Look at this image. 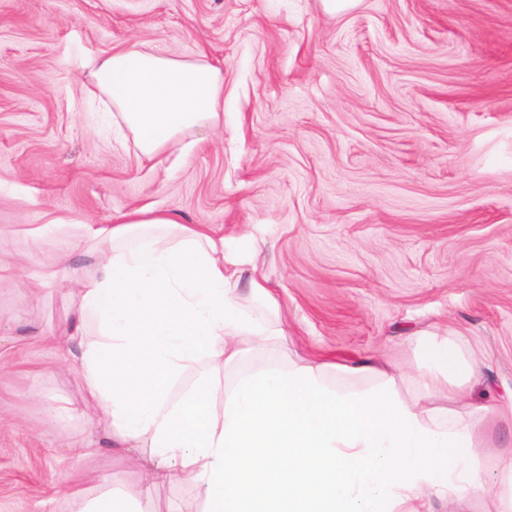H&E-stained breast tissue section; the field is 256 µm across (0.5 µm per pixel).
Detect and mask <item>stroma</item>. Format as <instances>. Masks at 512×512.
Masks as SVG:
<instances>
[{
	"label": "stroma",
	"instance_id": "1",
	"mask_svg": "<svg viewBox=\"0 0 512 512\" xmlns=\"http://www.w3.org/2000/svg\"><path fill=\"white\" fill-rule=\"evenodd\" d=\"M128 45L219 65L223 123L142 157L88 77ZM133 208L211 226L281 306L287 341L226 367L216 406L294 352L386 359L419 396L418 330L467 336L512 385V0H0V257L50 266L67 241L33 228ZM67 313L60 289L0 288V512H69L67 473L122 512L203 506L66 448L90 424L52 417L81 385L41 338Z\"/></svg>",
	"mask_w": 512,
	"mask_h": 512
}]
</instances>
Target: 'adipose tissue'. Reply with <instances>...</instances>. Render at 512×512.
Segmentation results:
<instances>
[{
  "instance_id": "obj_1",
  "label": "adipose tissue",
  "mask_w": 512,
  "mask_h": 512,
  "mask_svg": "<svg viewBox=\"0 0 512 512\" xmlns=\"http://www.w3.org/2000/svg\"><path fill=\"white\" fill-rule=\"evenodd\" d=\"M89 77L148 157L215 124L224 107L219 67L158 50L111 51ZM46 230L64 232L70 250L29 285L70 289L60 363L83 397L53 414L61 424L89 419L81 455L140 454L147 486L189 483L208 512H433L436 500L468 512L476 496L512 512V454L497 456L492 473L475 455L498 422L512 421V387L494 382L466 337H413L422 399L403 400L384 364L297 357L241 376L219 411L221 370L286 335L264 275L250 279L243 304L223 239L165 212L132 209L106 224L52 222L34 233ZM74 252L87 263L72 266ZM331 370L378 383L337 388ZM440 379L444 406L430 399Z\"/></svg>"
}]
</instances>
